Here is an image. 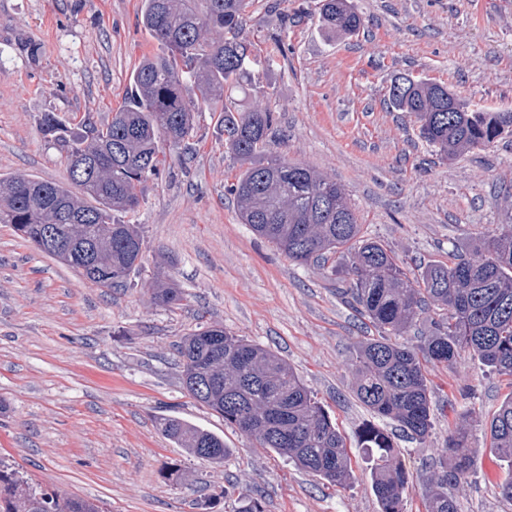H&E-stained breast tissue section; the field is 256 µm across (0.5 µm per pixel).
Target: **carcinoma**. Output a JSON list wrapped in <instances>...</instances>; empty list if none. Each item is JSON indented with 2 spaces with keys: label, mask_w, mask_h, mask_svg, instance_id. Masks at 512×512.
<instances>
[{
  "label": "carcinoma",
  "mask_w": 512,
  "mask_h": 512,
  "mask_svg": "<svg viewBox=\"0 0 512 512\" xmlns=\"http://www.w3.org/2000/svg\"><path fill=\"white\" fill-rule=\"evenodd\" d=\"M141 23L161 45L135 67L123 104L110 121L87 119L73 133L57 114L41 117L47 142L64 153L67 179L0 176V224L41 250L54 236L90 246L94 264L81 268L52 256L97 288H124L142 269L144 240L114 213L137 207L143 184L160 173L162 145L179 147L203 110L224 112V148L242 166L231 195L242 223L297 263L332 262L349 276L343 294L380 336L360 346L354 394L370 411L410 439L433 427L431 390L422 360L452 365L475 356L512 378V231L478 239V259L457 256L430 264L411 281L384 244L361 235L355 209L331 178L268 154L276 122L256 91L265 60L242 38L252 0H139ZM319 20L351 34L361 18L350 0H321ZM244 94L243 100L233 92ZM389 104L414 116L420 137L443 158L493 145L512 133V111L470 112L447 87L410 74L391 85ZM154 302L183 299L171 281L155 280ZM431 310L439 320L417 346L398 342ZM183 388L224 423L292 461L331 487L353 479L351 457L324 406L288 361L222 326H199L177 345ZM163 434L196 458L220 463V436L178 417L160 420ZM494 450L512 468V393L490 423ZM362 447L371 452V476L380 512H405L409 473L392 434L365 425ZM474 449L458 432L440 451L423 497L425 512H458L448 485L467 478ZM0 512H101L82 498L60 499L0 462Z\"/></svg>",
  "instance_id": "1"
}]
</instances>
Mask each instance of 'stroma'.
Instances as JSON below:
<instances>
[{
  "mask_svg": "<svg viewBox=\"0 0 512 512\" xmlns=\"http://www.w3.org/2000/svg\"><path fill=\"white\" fill-rule=\"evenodd\" d=\"M352 2L361 17L352 34L321 26L319 0H253L243 35L270 61L260 83L276 116L270 152L340 183L362 234L413 279L512 229V134L442 159L414 118L388 108L390 86L410 73L471 109L512 110V0ZM159 51L138 0H0V174L65 181L42 114L107 122L135 65ZM239 172L223 113H199L186 145L166 150L139 206L121 215L144 239L143 269L126 288L92 286L0 224L1 461L103 512H195L217 491L222 512L255 497L264 512H380L358 439L374 416L353 394L359 347L378 331L342 299L343 276L290 261L241 223L227 192ZM160 270L182 288L179 305L152 300ZM202 324L288 360L345 440L350 487H326L185 393L176 343ZM426 377L429 437L395 438L413 486L406 512H425L423 486L457 429L474 450L468 479L448 487L459 512H512L500 494L512 473L490 437L512 381L468 356L427 364ZM169 416L223 437V463L178 448L159 426ZM173 464L176 482L162 476Z\"/></svg>",
  "mask_w": 512,
  "mask_h": 512,
  "instance_id": "obj_1",
  "label": "stroma"
}]
</instances>
